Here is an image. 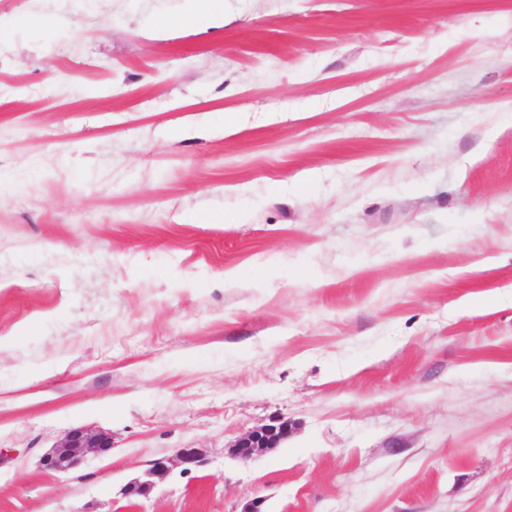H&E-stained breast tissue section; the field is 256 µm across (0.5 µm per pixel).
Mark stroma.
<instances>
[{"label":"stroma","instance_id":"stroma-1","mask_svg":"<svg viewBox=\"0 0 512 512\" xmlns=\"http://www.w3.org/2000/svg\"><path fill=\"white\" fill-rule=\"evenodd\" d=\"M210 6L0 0V512H512V5ZM288 433V420L277 419L272 424L242 434L231 448V452L240 461L247 463L274 448H279L288 438ZM112 448V436L85 427L73 428L50 451L41 457L42 469L64 473ZM205 464L206 459L201 448H180L172 459L167 457L155 459L152 462L149 475L162 480L170 474L175 465L183 466L182 472H190Z\"/></svg>","mask_w":512,"mask_h":512}]
</instances>
